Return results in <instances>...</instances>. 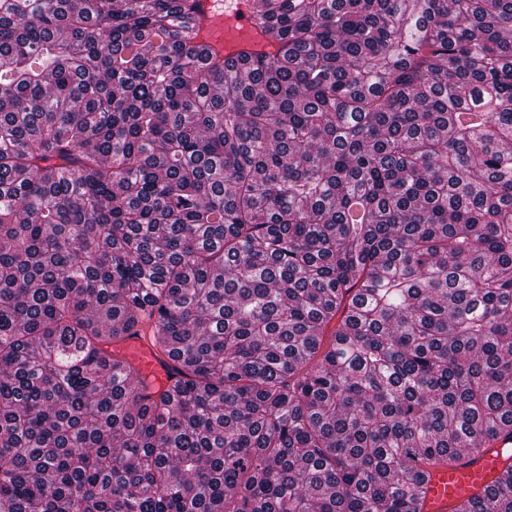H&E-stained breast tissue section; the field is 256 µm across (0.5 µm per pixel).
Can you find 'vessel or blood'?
<instances>
[{"label": "vessel or blood", "instance_id": "vessel-or-blood-1", "mask_svg": "<svg viewBox=\"0 0 512 512\" xmlns=\"http://www.w3.org/2000/svg\"><path fill=\"white\" fill-rule=\"evenodd\" d=\"M189 4L199 40L224 58L244 63L272 53V46L253 21L257 0H189ZM113 353L161 385L170 382L178 368L173 359L155 350L145 333L126 337L114 346ZM511 447L512 438L502 434L451 465L435 466L427 484L426 512H453L458 502L478 495L512 463L504 456L505 449Z\"/></svg>", "mask_w": 512, "mask_h": 512}]
</instances>
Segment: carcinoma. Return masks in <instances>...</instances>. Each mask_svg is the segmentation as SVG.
<instances>
[{
  "instance_id": "obj_1",
  "label": "carcinoma",
  "mask_w": 512,
  "mask_h": 512,
  "mask_svg": "<svg viewBox=\"0 0 512 512\" xmlns=\"http://www.w3.org/2000/svg\"><path fill=\"white\" fill-rule=\"evenodd\" d=\"M256 22L0 0V512H424L512 433V0ZM200 41L224 58L245 63L260 54H272L253 16L256 0H189ZM113 354L133 364L148 379L164 386L174 379L171 376L178 369L173 359L155 350L148 333L126 337L113 346Z\"/></svg>"
}]
</instances>
